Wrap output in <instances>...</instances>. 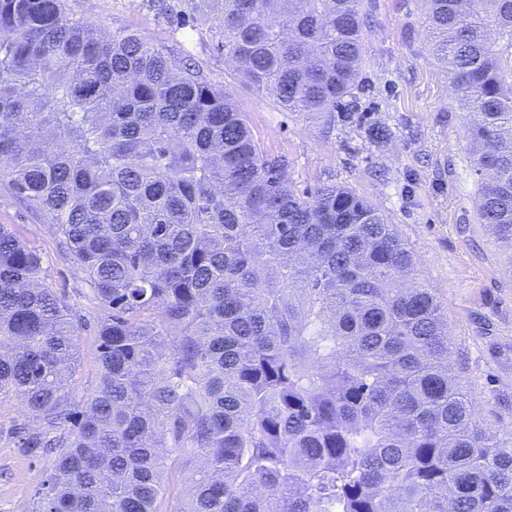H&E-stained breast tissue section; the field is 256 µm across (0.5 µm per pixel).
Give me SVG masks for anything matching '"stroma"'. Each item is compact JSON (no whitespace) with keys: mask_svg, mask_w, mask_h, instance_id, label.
Segmentation results:
<instances>
[{"mask_svg":"<svg viewBox=\"0 0 512 512\" xmlns=\"http://www.w3.org/2000/svg\"><path fill=\"white\" fill-rule=\"evenodd\" d=\"M106 31L135 30L177 54L190 55L224 85L265 152L287 163L299 189L342 184L376 204L414 253L416 272L434 289L461 355L462 383L481 417L512 424V255L476 214L478 177L465 137V112L450 78L432 57L422 0H362L364 56L349 106L307 116L256 91L219 50L216 19L178 27L154 0H69ZM388 140L373 139L374 128ZM42 254L46 282L83 329L72 409L97 383L94 330L109 309L91 295L84 274L63 252L43 216L0 177V225ZM14 393L0 392V512H30L34 486L54 453L20 447L17 427L31 425Z\"/></svg>","mask_w":512,"mask_h":512,"instance_id":"obj_1","label":"stroma"}]
</instances>
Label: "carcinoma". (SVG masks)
Segmentation results:
<instances>
[{
  "mask_svg": "<svg viewBox=\"0 0 512 512\" xmlns=\"http://www.w3.org/2000/svg\"><path fill=\"white\" fill-rule=\"evenodd\" d=\"M467 112L477 215L512 251V0H425ZM243 79L334 112L362 65L361 0H189ZM112 314L98 383L81 325L0 225V391L57 448L32 512H162L171 452L203 461L168 512H512V428L480 419L412 251L371 201L305 191L231 95L67 0H0V174Z\"/></svg>",
  "mask_w": 512,
  "mask_h": 512,
  "instance_id": "carcinoma-1",
  "label": "carcinoma"
}]
</instances>
